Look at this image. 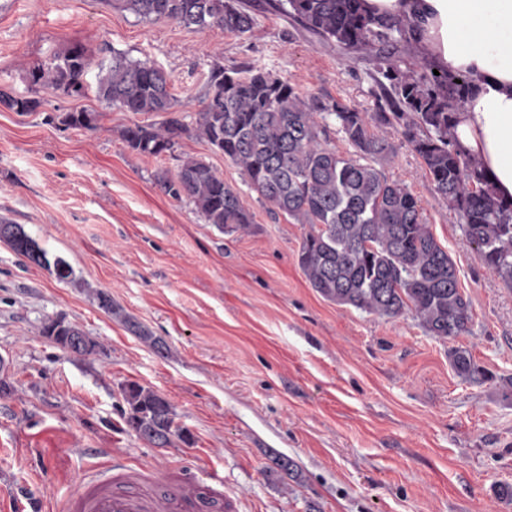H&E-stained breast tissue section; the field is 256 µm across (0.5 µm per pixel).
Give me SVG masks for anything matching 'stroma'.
<instances>
[{
  "label": "stroma",
  "mask_w": 512,
  "mask_h": 512,
  "mask_svg": "<svg viewBox=\"0 0 512 512\" xmlns=\"http://www.w3.org/2000/svg\"><path fill=\"white\" fill-rule=\"evenodd\" d=\"M252 2L255 21L237 34L143 20L106 0H0V86L43 100L36 112L0 109V219L24 225L73 270L57 280L0 243V378L11 387L0 396V503L58 512L112 455L216 472L230 512H512L495 495L512 483V403L498 395L512 378V288L478 260L400 132L380 128L395 149L382 168L417 196L455 262L473 314L458 342L492 380L459 377L449 342L411 314L324 299L298 264L308 225L271 214L240 169L195 136L157 158L131 150L121 130L162 115L98 98L99 67L119 52L166 72L189 125L217 63L261 67L302 92L377 111L373 63ZM78 42L93 58L83 93L32 91L29 69ZM79 110L96 115L94 128L60 124ZM189 157L238 191L253 216L247 232H220L164 192L158 174ZM99 288L117 314L98 308ZM51 318L94 338L98 353L57 347L42 334ZM129 381L163 394L191 442L158 447L129 430L120 390ZM273 451L296 462V476L271 471Z\"/></svg>",
  "instance_id": "35a3bbf8"
}]
</instances>
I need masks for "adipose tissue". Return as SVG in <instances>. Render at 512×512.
Wrapping results in <instances>:
<instances>
[{"label": "adipose tissue", "mask_w": 512, "mask_h": 512, "mask_svg": "<svg viewBox=\"0 0 512 512\" xmlns=\"http://www.w3.org/2000/svg\"><path fill=\"white\" fill-rule=\"evenodd\" d=\"M375 16L408 18L415 55L462 75L455 137L478 160L497 196L512 199V0H363Z\"/></svg>", "instance_id": "obj_1"}]
</instances>
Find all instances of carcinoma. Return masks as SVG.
<instances>
[{
  "mask_svg": "<svg viewBox=\"0 0 512 512\" xmlns=\"http://www.w3.org/2000/svg\"><path fill=\"white\" fill-rule=\"evenodd\" d=\"M123 11L145 20H174L186 27L219 28L243 34L253 24L246 0H113ZM302 30L339 50H356L374 64L378 111L361 112L337 100L305 94L286 80L250 65L215 64L195 124L179 115L168 75L161 68L123 53L99 76L97 95L125 112L167 114L163 126L135 123L121 136L140 154L160 156L174 149V138L191 133L238 166L249 187L295 224L310 227L299 266L323 298L381 317L406 311L425 333L454 340L470 332L472 308L458 285L455 262L426 224L419 199L401 181L379 168L394 153L376 129L398 126L405 142L423 160L436 194L465 224L469 243L484 267L512 287V201L492 191L478 164L454 135L455 112L468 92L463 76L436 75L408 62L409 21L366 13L361 0H285L274 5ZM92 65L86 47L76 43L28 71L30 85L80 94ZM40 98L17 97L0 88V106L35 112ZM350 147L344 155L329 143L328 119ZM92 112L59 116L68 128H92ZM166 193L187 200L225 233L246 230L252 215L238 192L202 159L189 158L175 176L162 179ZM31 236L22 224L0 220V241L17 255H28ZM30 256V255H28ZM31 263L52 270L61 281L73 270L47 252ZM458 376L489 381L462 346L448 350ZM126 424L135 435L164 447L171 438L189 441L174 426L176 414L159 392L137 382L122 386Z\"/></svg>",
  "mask_w": 512,
  "mask_h": 512,
  "instance_id": "carcinoma-1",
  "label": "carcinoma"
}]
</instances>
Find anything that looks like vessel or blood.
<instances>
[{"instance_id": "vessel-or-blood-1", "label": "vessel or blood", "mask_w": 512, "mask_h": 512, "mask_svg": "<svg viewBox=\"0 0 512 512\" xmlns=\"http://www.w3.org/2000/svg\"><path fill=\"white\" fill-rule=\"evenodd\" d=\"M224 485L190 472L116 460L69 496L63 512H223Z\"/></svg>"}]
</instances>
